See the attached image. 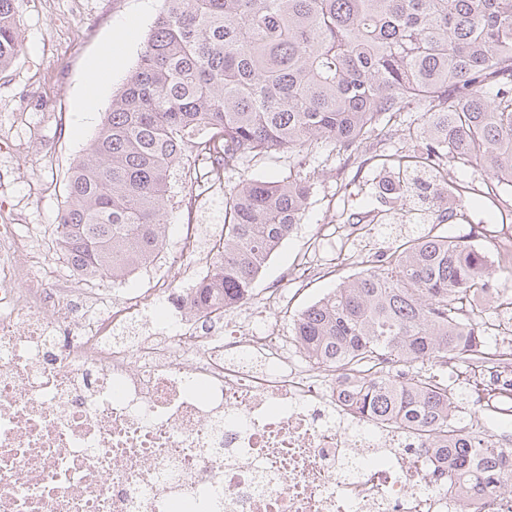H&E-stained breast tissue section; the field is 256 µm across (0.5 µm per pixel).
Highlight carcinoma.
Segmentation results:
<instances>
[{
	"label": "carcinoma",
	"instance_id": "cac0c4a2",
	"mask_svg": "<svg viewBox=\"0 0 512 512\" xmlns=\"http://www.w3.org/2000/svg\"><path fill=\"white\" fill-rule=\"evenodd\" d=\"M13 2L0 0V74L21 50ZM163 2L66 183L56 242L79 274L122 280L153 260L176 167L216 180L287 150V176L225 193L224 236L199 286L203 310L245 302L302 220L309 148L352 154L415 102L427 107L408 129L417 148L383 161L397 171L401 206L425 203L437 223L456 221L463 193L445 160L512 187V0ZM493 282L474 241L420 230L293 319L309 358L356 373L343 395L350 415L415 430L448 459L466 507L512 492V450L456 425V392L429 369L448 356L473 371L488 365V338L509 315L475 302Z\"/></svg>",
	"mask_w": 512,
	"mask_h": 512
}]
</instances>
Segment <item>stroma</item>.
Listing matches in <instances>:
<instances>
[{
	"mask_svg": "<svg viewBox=\"0 0 512 512\" xmlns=\"http://www.w3.org/2000/svg\"><path fill=\"white\" fill-rule=\"evenodd\" d=\"M14 18L23 50L9 70L0 74V206L13 212L25 236L35 244L36 262L58 276L72 275L55 241V227L63 202V188L71 167L94 138L101 114L82 119L77 110L91 63L104 57L126 23L134 28L120 62L113 68L104 97L112 99L135 68L143 43L163 7V0H14ZM316 174L303 219L282 243L257 279L252 295L262 296L283 275L304 259L324 260V249L335 245L345 259L334 275L304 278L289 285L277 312L284 329L294 316L324 297L361 268V245L346 239L340 229L349 215H378L377 238L389 241L406 232L397 223L392 200L380 191L389 180L387 171L367 157L346 158L330 145H314L308 156ZM196 187V174L175 168L170 179L167 222L171 232L164 246L174 249L188 226L206 228L224 221V198L214 196L203 208L190 211L188 195ZM488 199H466V214L475 223L459 221L436 226V233L465 237L479 231V244L496 260V276L512 289V266L498 259L512 247V209H494L495 220H484Z\"/></svg>",
	"mask_w": 512,
	"mask_h": 512,
	"instance_id": "obj_1",
	"label": "stroma"
}]
</instances>
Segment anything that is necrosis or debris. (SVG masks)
I'll return each mask as SVG.
<instances>
[{
    "label": "necrosis or debris",
    "instance_id": "4bbe7bcc",
    "mask_svg": "<svg viewBox=\"0 0 512 512\" xmlns=\"http://www.w3.org/2000/svg\"><path fill=\"white\" fill-rule=\"evenodd\" d=\"M29 247L0 224V512H454L447 461L345 416L354 375L297 348L280 292L248 322L199 314L214 254L197 239L164 261L166 287L102 310ZM150 310L165 315L155 331L126 335ZM474 402L512 422V357Z\"/></svg>",
    "mask_w": 512,
    "mask_h": 512
}]
</instances>
